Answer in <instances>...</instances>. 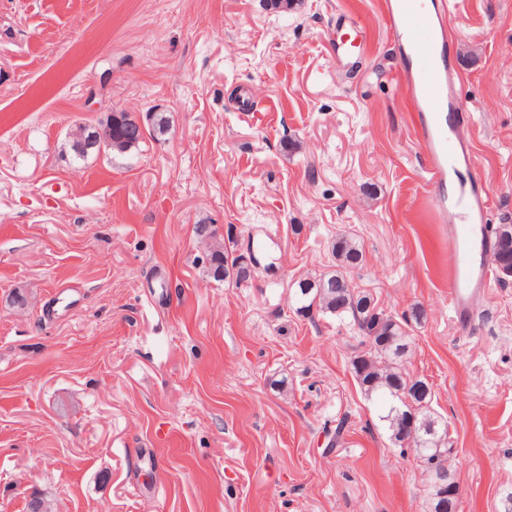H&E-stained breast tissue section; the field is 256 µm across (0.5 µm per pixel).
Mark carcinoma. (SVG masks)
I'll use <instances>...</instances> for the list:
<instances>
[{
	"label": "carcinoma",
	"instance_id": "carcinoma-1",
	"mask_svg": "<svg viewBox=\"0 0 512 512\" xmlns=\"http://www.w3.org/2000/svg\"><path fill=\"white\" fill-rule=\"evenodd\" d=\"M112 139L122 143L120 151L125 152L139 146L143 131L131 122L114 123ZM494 245L495 272L500 280L506 281L512 278V224L496 225ZM333 254L337 261L336 270L320 277H304L294 283L293 305L308 311L313 309L319 317L349 320L364 346L352 360L353 372L366 395H377L387 400L388 405L379 420L389 433H394L400 427L399 414L393 406L399 392L408 386H418L423 390L421 395L414 397V402L424 426L420 437L425 445L413 442V457L426 476V485L431 486L440 479L438 471L432 468L436 449L446 453L450 463L455 458L456 450L447 441L448 425L442 423L432 408L430 386L425 380L412 377L405 366L410 344L408 327L413 322H422L424 310L416 307L408 316L400 319L392 317L377 305L373 294L350 286L347 272L363 264V251L353 238H337L333 244ZM209 271L217 281L231 279L241 282L249 278L247 267L240 263V257L232 255L221 243L210 255Z\"/></svg>",
	"mask_w": 512,
	"mask_h": 512
}]
</instances>
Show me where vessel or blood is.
Instances as JSON below:
<instances>
[{
	"label": "vessel or blood",
	"mask_w": 512,
	"mask_h": 512,
	"mask_svg": "<svg viewBox=\"0 0 512 512\" xmlns=\"http://www.w3.org/2000/svg\"><path fill=\"white\" fill-rule=\"evenodd\" d=\"M387 31L409 56L406 85L414 101V131L421 141L435 190V214L448 231V302L461 334L472 331L475 302L491 286L495 249L488 230L492 196L480 177L458 183L452 198L443 187L459 167L471 166L472 149L459 111L461 75L442 63L451 29L441 0H387Z\"/></svg>",
	"instance_id": "obj_1"
}]
</instances>
